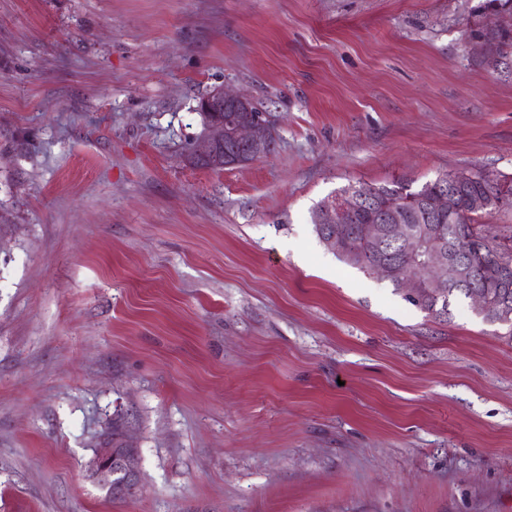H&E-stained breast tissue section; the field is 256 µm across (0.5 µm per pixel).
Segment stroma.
I'll return each mask as SVG.
<instances>
[{
    "mask_svg": "<svg viewBox=\"0 0 512 512\" xmlns=\"http://www.w3.org/2000/svg\"><path fill=\"white\" fill-rule=\"evenodd\" d=\"M485 0H0V512H512V338L340 261L349 185L512 177ZM221 86L273 153L187 163ZM129 413L141 490L86 464Z\"/></svg>",
    "mask_w": 512,
    "mask_h": 512,
    "instance_id": "1",
    "label": "stroma"
}]
</instances>
